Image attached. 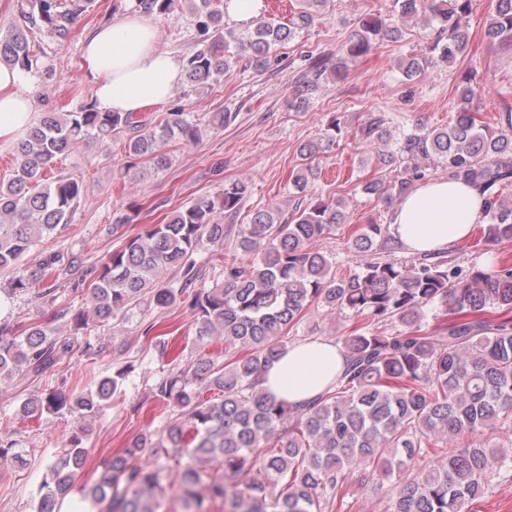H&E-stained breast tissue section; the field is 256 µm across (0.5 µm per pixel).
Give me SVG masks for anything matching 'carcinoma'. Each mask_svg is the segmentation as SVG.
<instances>
[{
  "mask_svg": "<svg viewBox=\"0 0 512 512\" xmlns=\"http://www.w3.org/2000/svg\"><path fill=\"white\" fill-rule=\"evenodd\" d=\"M328 0H299L291 24L258 21L245 35L224 30V16L213 0H137L144 13L169 19L184 9L195 18L202 48L186 59L184 76L195 88L224 74L245 54L260 64L293 39L327 8ZM91 0H33L32 24L59 41L70 38L76 18ZM472 0H393L391 13L359 22L339 48L346 57H364L380 39L400 40L405 23L422 17L438 24L432 46L443 61L464 55L470 45L462 19ZM486 43L512 51V0H495L484 31ZM328 56L310 55L299 79V98L314 91L326 72ZM0 64L24 72L42 68L26 35L15 30L0 38ZM399 69L414 80L423 69L416 57H404ZM470 79L461 80L456 115L446 126L419 124L389 151L388 118L370 112L357 137L374 150L389 172L364 184L366 194L391 206L425 179L422 163L433 160L448 176L474 184L486 196L484 229L488 241H512V205L500 199L512 184V102L502 99L498 128L491 131L474 108ZM125 167L140 159L167 164L164 145L173 139L199 140L201 128L182 110L158 124L132 112H101L96 105L74 112H44L19 139L11 178L0 182V271L21 265L43 237L71 220L85 191L84 179L47 173L88 138L110 141L124 132ZM348 133L333 115L323 138L300 149V168L288 186L303 193L315 176L313 161ZM248 183L227 181L215 196L179 208L161 223L126 239L106 261L86 266L69 291L88 290L92 312L101 323L146 305L164 309L187 304L200 336H219L234 352L224 362L208 357L182 364L179 356L154 387L161 402L186 411V417L157 433H146L123 453L102 463L90 488H81L93 512H168V474L181 489L180 512H323L343 502L350 475L409 472L396 486L387 512H473L485 497L495 468L512 462V448L477 444L470 437L497 429L512 418V267L506 264L467 274L446 261L424 257L406 266L392 260L366 261L356 272L336 277L333 262L311 243L346 220L341 203L317 197L281 222L271 208L253 212L240 225L238 245L246 264L224 262V280L213 288L187 290L200 277L194 254L224 249L221 217L237 212L249 194ZM395 242L389 225L371 222L354 232L353 246L363 254L386 250ZM63 258L48 256L11 291L36 300H55L63 284ZM177 271L179 283L164 274ZM438 310L440 322L423 328L424 308ZM350 313L359 325L337 338L345 367L323 393L305 405L268 395L263 375L290 345L288 331L312 308ZM69 332L32 323L22 334L0 327V379L19 371L43 377L74 348L87 325L85 311L62 310ZM398 323L388 331L386 322ZM127 370L96 383L95 390H51L26 399L27 417L88 416L112 403ZM209 391L218 397L204 396ZM435 450L426 468L420 459ZM87 449L72 435L59 448L36 490L37 512H59L74 491ZM16 444L0 438V466H22ZM264 480L253 478L255 471ZM204 486L208 498L197 494Z\"/></svg>",
  "mask_w": 512,
  "mask_h": 512,
  "instance_id": "obj_1",
  "label": "carcinoma"
}]
</instances>
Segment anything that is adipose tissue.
Wrapping results in <instances>:
<instances>
[{"label": "adipose tissue", "mask_w": 512, "mask_h": 512, "mask_svg": "<svg viewBox=\"0 0 512 512\" xmlns=\"http://www.w3.org/2000/svg\"><path fill=\"white\" fill-rule=\"evenodd\" d=\"M82 57L97 104L106 112L166 103L183 78L181 60L158 48L156 25L135 13L97 29ZM32 91L33 82L23 72L0 66V141L20 139L33 123ZM483 217L484 199L476 186L442 177L413 187L397 201L391 226L406 252L424 255L463 241ZM344 364L335 342L306 340L288 347L261 386L274 397L303 404L333 383Z\"/></svg>", "instance_id": "1"}]
</instances>
